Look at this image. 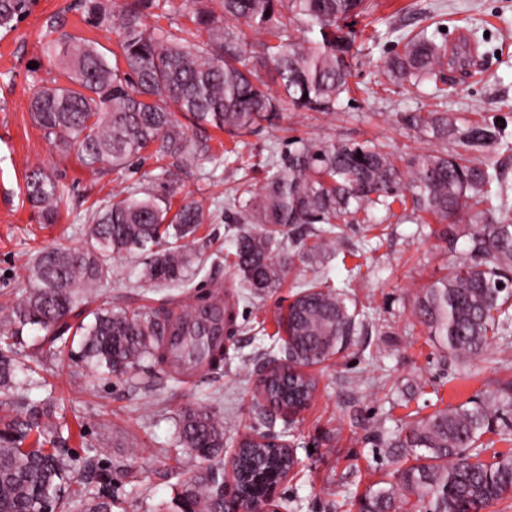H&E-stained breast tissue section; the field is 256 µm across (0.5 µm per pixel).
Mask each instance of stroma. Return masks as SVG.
Returning <instances> with one entry per match:
<instances>
[{"label": "stroma", "instance_id": "stroma-1", "mask_svg": "<svg viewBox=\"0 0 512 512\" xmlns=\"http://www.w3.org/2000/svg\"><path fill=\"white\" fill-rule=\"evenodd\" d=\"M374 8L356 26L361 56L353 71L357 91L330 114L284 111L275 125L248 134L240 147L247 166L202 159L186 168L182 183L203 202L210 221L191 243L196 256L185 288H155L139 278L140 266L117 258L100 301L112 309L161 307L179 310L194 296L220 293L231 310L234 331L224 338V363L192 382L147 366L136 380L97 372L69 354H52L38 341L40 330L26 326L21 350L39 362L45 387L31 398L53 395L68 424H81L85 437L71 452L85 463L74 490L98 491L97 474L111 470L107 494L112 512H160L187 475L205 471L206 462L181 448L180 413L206 407L224 418L223 462H230L235 437L271 430L296 451L300 464L276 489L285 512H356L368 489L396 482V467L377 439L416 416L490 398L501 380H512V347L494 342L482 359L462 361L433 343L418 321L414 304L425 286L443 277L449 264L469 247L428 234L403 217L401 207L383 224L342 225L339 253L314 261L295 230L283 245L292 270L280 288L252 295L223 257L233 251L240 227L230 216L243 176L265 178L272 151L287 150L291 139L331 137L362 142L377 139L399 155L430 149L397 115L416 108L439 109L470 122L502 120L512 126V0H373ZM94 40L104 54L117 51V35L87 26L80 0H35L13 30L0 28V317L27 295V263L38 250L57 244L81 245L88 206L137 181L154 167L102 176L92 174L75 150L48 142L31 118L29 100L50 85L58 71L41 52L49 28ZM440 28V40H468L479 55L473 73H448L447 94L435 88L380 81L383 60L407 31ZM42 169L63 192L56 223L43 224L26 195V177ZM355 274L354 293L364 313L351 345L312 367L317 391L308 407L291 416L275 409L258 413L255 387L272 350L281 349L276 319L292 300L297 283L321 275L338 285Z\"/></svg>", "mask_w": 512, "mask_h": 512}]
</instances>
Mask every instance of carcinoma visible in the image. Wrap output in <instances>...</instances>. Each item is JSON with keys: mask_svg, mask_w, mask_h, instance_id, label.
Returning a JSON list of instances; mask_svg holds the SVG:
<instances>
[{"mask_svg": "<svg viewBox=\"0 0 512 512\" xmlns=\"http://www.w3.org/2000/svg\"><path fill=\"white\" fill-rule=\"evenodd\" d=\"M33 0H0V28L11 30ZM84 21L115 31L122 62L111 63L96 43L48 32L42 51L61 69L53 82L32 95L29 109L45 138L76 150L94 174L127 170L135 159H155L147 184L127 186L90 206L81 246L37 252L28 268L30 292L3 317L0 333V512H112V498L89 490L68 492L79 459L70 451L72 434L57 422L55 401L19 393L40 387L39 372L18 357L14 338L27 325L48 332L47 342L78 339L77 357L125 377L144 360L176 371L224 362V346L213 340L223 314H211L185 332L183 360L164 342L174 321L191 318L193 305L163 318L141 310L94 306L98 288L112 279V260L148 253L141 278L156 288H185L195 263L189 250L201 224L203 205L182 192L189 160L213 158L208 129L234 138L274 125L287 108L336 111L350 94L355 25L368 0H80ZM189 20L191 27L179 23ZM165 19L169 27L158 25ZM263 40L249 42V32ZM401 48L384 62L382 75L413 84L446 83L445 68L467 46L452 48L423 28L400 38ZM265 70L272 83L260 76ZM196 132L190 133L181 118ZM399 121L434 140H451V153L422 151L404 157L378 142L302 139L272 160L274 172L260 186L242 185L237 198L240 230L232 265L253 293L277 288L290 257L279 251L288 228L310 226L313 257L337 251L338 226L370 224L375 212L395 201L410 204L408 221L433 216L431 233L452 242L455 219L471 211L466 230L470 249L448 273L417 296L415 315L437 345L458 359L484 355L491 340L512 331V222L492 223L485 205L503 197L488 152L508 143L505 124H459L446 112H402ZM26 192L43 224L57 219L60 186L41 170L26 177ZM360 311L349 291L319 277L299 291L278 319L284 358L270 359L256 390L273 409L294 414L316 392L306 369L346 348ZM512 414V380L494 402L469 401L439 409L380 439L398 465V483L370 489L359 512H485L512 495V455L482 458L484 436ZM182 447L209 460L224 450V421L205 408H187L178 420ZM239 447L237 487L250 499L265 496L290 470L289 453L262 442ZM175 498L179 512H224V473L207 470L184 478Z\"/></svg>", "mask_w": 512, "mask_h": 512, "instance_id": "cac0c4a2", "label": "carcinoma"}]
</instances>
